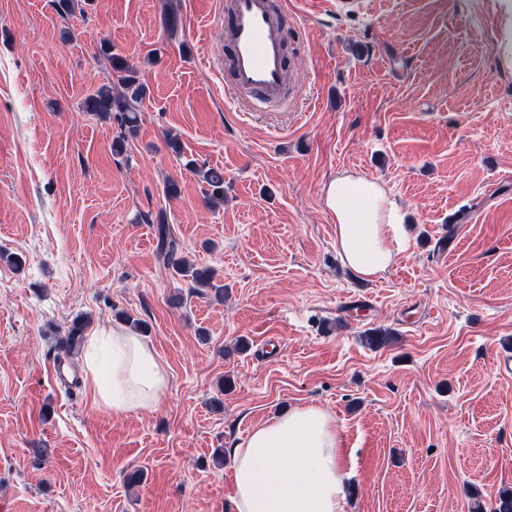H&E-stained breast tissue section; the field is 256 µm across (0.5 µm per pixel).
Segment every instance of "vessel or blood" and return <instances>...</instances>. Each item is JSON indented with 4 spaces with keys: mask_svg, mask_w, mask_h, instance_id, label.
<instances>
[{
    "mask_svg": "<svg viewBox=\"0 0 512 512\" xmlns=\"http://www.w3.org/2000/svg\"><path fill=\"white\" fill-rule=\"evenodd\" d=\"M217 7L226 15L227 71L236 96L249 97L254 110L269 102L286 104V33L270 0H219Z\"/></svg>",
    "mask_w": 512,
    "mask_h": 512,
    "instance_id": "vessel-or-blood-1",
    "label": "vessel or blood"
}]
</instances>
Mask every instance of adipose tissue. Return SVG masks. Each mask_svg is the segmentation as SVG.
<instances>
[{
  "instance_id": "1",
  "label": "adipose tissue",
  "mask_w": 512,
  "mask_h": 512,
  "mask_svg": "<svg viewBox=\"0 0 512 512\" xmlns=\"http://www.w3.org/2000/svg\"><path fill=\"white\" fill-rule=\"evenodd\" d=\"M344 264L364 279L385 273L408 243L401 204L379 181L344 171L323 188ZM85 383L94 407L123 414L158 408L165 367L140 335L103 331L90 340ZM233 512H345L335 418L306 404L253 428L227 451Z\"/></svg>"
}]
</instances>
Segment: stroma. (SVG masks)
Returning a JSON list of instances; mask_svg holds the SVG:
<instances>
[{"label": "stroma", "mask_w": 512, "mask_h": 512, "mask_svg": "<svg viewBox=\"0 0 512 512\" xmlns=\"http://www.w3.org/2000/svg\"><path fill=\"white\" fill-rule=\"evenodd\" d=\"M176 2L172 41L163 0H0V251L23 262L0 260V512H231L215 450L305 404L336 420L346 512H494L512 490L501 0H288L303 87L278 112L242 111L225 85L211 0ZM105 42L148 88L121 155L120 120L84 108L111 77ZM198 167L223 170L222 205ZM345 170L405 213L407 247L370 280L322 202ZM161 219L223 299L158 262ZM121 311L167 370L158 409L117 415L56 376L74 321L89 337ZM375 330L390 341L365 344Z\"/></svg>", "instance_id": "1"}]
</instances>
